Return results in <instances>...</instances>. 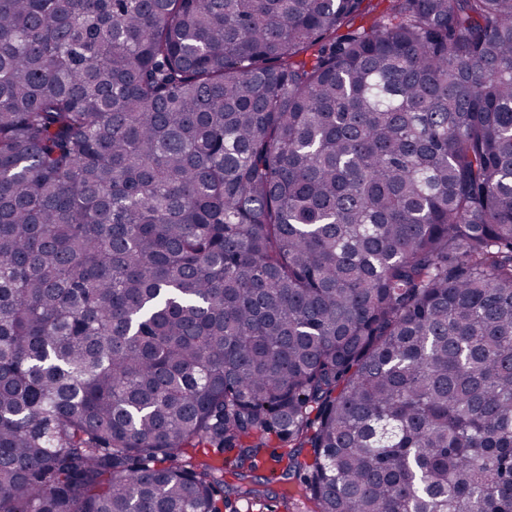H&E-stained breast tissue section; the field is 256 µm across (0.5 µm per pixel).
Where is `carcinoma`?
<instances>
[{
	"instance_id": "carcinoma-1",
	"label": "carcinoma",
	"mask_w": 512,
	"mask_h": 512,
	"mask_svg": "<svg viewBox=\"0 0 512 512\" xmlns=\"http://www.w3.org/2000/svg\"><path fill=\"white\" fill-rule=\"evenodd\" d=\"M369 11L0 0V512H512V0ZM289 450L288 444L281 443L278 440H273L270 443L268 452L274 451L276 455H284V458L275 469V475L272 478L273 481L268 485V489L270 490L268 498L261 502L253 503L252 507L250 504L248 505L245 500L237 501L234 490V487L238 484L237 480L229 474L224 476V480L229 484V487L224 488L225 495L231 501L233 508L237 509V512H287L281 499L285 487L291 489L288 493V512H314V504L296 492L297 484L286 485L283 481H278L282 468L285 467L288 462L287 453Z\"/></svg>"
}]
</instances>
